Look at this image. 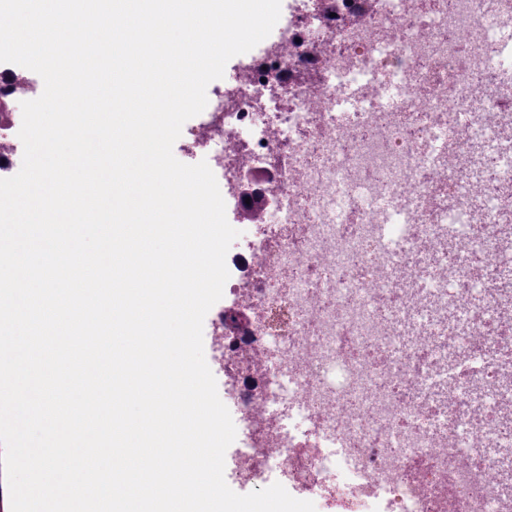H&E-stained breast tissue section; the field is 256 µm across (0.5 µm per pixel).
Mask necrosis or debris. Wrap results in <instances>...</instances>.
Wrapping results in <instances>:
<instances>
[{
    "label": "necrosis or debris",
    "mask_w": 512,
    "mask_h": 512,
    "mask_svg": "<svg viewBox=\"0 0 512 512\" xmlns=\"http://www.w3.org/2000/svg\"><path fill=\"white\" fill-rule=\"evenodd\" d=\"M511 21L512 0H296L184 128L249 230L210 322L238 486L512 512L488 450L512 445Z\"/></svg>",
    "instance_id": "necrosis-or-debris-1"
}]
</instances>
